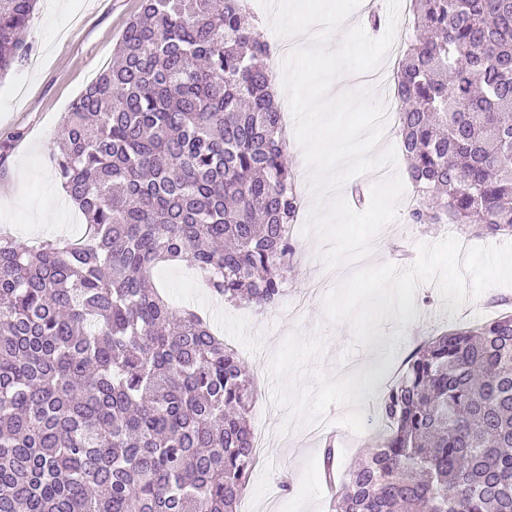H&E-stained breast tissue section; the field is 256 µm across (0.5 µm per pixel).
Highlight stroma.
Returning a JSON list of instances; mask_svg holds the SVG:
<instances>
[{
    "instance_id": "35a3bbf8",
    "label": "stroma",
    "mask_w": 512,
    "mask_h": 512,
    "mask_svg": "<svg viewBox=\"0 0 512 512\" xmlns=\"http://www.w3.org/2000/svg\"><path fill=\"white\" fill-rule=\"evenodd\" d=\"M138 10L139 0H40L28 58L0 79V232L30 244L82 230L78 209L57 195L51 157L66 112L108 66ZM312 210L303 205L290 231L288 285L271 308L213 299L182 263L158 276L168 301L207 315L253 374L249 418L264 444L246 493L254 512L271 496L279 512H330L323 443L308 430L321 423L334 433L341 472L371 446L381 423L375 400L353 391L362 365L384 394L428 336L489 319L497 301H512V234L481 239L466 224H416L401 206L366 260L341 263L333 278L322 244L302 232Z\"/></svg>"
}]
</instances>
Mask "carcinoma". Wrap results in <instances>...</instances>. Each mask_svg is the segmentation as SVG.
I'll use <instances>...</instances> for the list:
<instances>
[{
	"mask_svg": "<svg viewBox=\"0 0 512 512\" xmlns=\"http://www.w3.org/2000/svg\"><path fill=\"white\" fill-rule=\"evenodd\" d=\"M394 71L417 224L512 232V0H410ZM37 0H0V75ZM244 0H140L66 113L79 239L0 235V512H238L257 462L247 365L152 270L276 305L295 180ZM386 435L334 512H512V311L423 341L380 399Z\"/></svg>",
	"mask_w": 512,
	"mask_h": 512,
	"instance_id": "cac0c4a2",
	"label": "carcinoma"
}]
</instances>
